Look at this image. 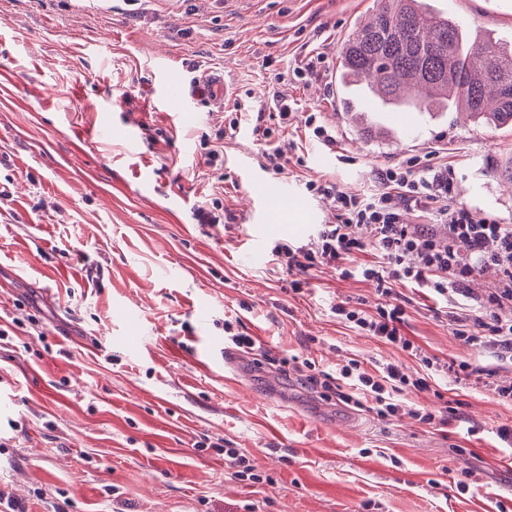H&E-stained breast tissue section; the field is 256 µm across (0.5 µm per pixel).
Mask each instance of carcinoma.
Instances as JSON below:
<instances>
[{"instance_id":"obj_1","label":"carcinoma","mask_w":512,"mask_h":512,"mask_svg":"<svg viewBox=\"0 0 512 512\" xmlns=\"http://www.w3.org/2000/svg\"><path fill=\"white\" fill-rule=\"evenodd\" d=\"M341 58L344 112L455 105L484 125H512V51L490 37L480 52L468 50L461 26L425 0H381L348 34Z\"/></svg>"}]
</instances>
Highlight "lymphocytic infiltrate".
Instances as JSON below:
<instances>
[{
	"label": "lymphocytic infiltrate",
	"instance_id": "obj_1",
	"mask_svg": "<svg viewBox=\"0 0 512 512\" xmlns=\"http://www.w3.org/2000/svg\"><path fill=\"white\" fill-rule=\"evenodd\" d=\"M375 181L377 187L371 192L307 181L308 191L327 199L329 221L318 225L313 238L275 243L270 254L274 265L293 273L294 292L303 288L302 274L330 265L345 276L357 273L385 296V304L373 312L352 303L336 305L334 312L361 335L413 356L424 366V374L407 373L391 361L375 362L368 369L355 359L335 376L317 372L315 363L306 359L293 362L290 372L301 385L323 389L325 395L390 420L402 411L405 394L430 391L432 374L452 372L460 386L469 385L475 374L467 363L453 370L438 363L405 335V310L389 301L393 282L413 283L443 298L464 297L468 313H474L482 330L472 334L474 320L457 317L458 339L497 361L512 363V313L504 311L512 304V225L475 218L457 203L453 173L444 163L409 159L381 168ZM409 210L429 215L430 223H405L403 214ZM460 241L468 243L469 253L457 249ZM370 249L376 261L355 264L356 255ZM482 264L500 267L502 276L487 293L474 296L465 283Z\"/></svg>",
	"mask_w": 512,
	"mask_h": 512
}]
</instances>
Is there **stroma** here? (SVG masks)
Wrapping results in <instances>:
<instances>
[{"label": "stroma", "instance_id": "35a3bbf8", "mask_svg": "<svg viewBox=\"0 0 512 512\" xmlns=\"http://www.w3.org/2000/svg\"><path fill=\"white\" fill-rule=\"evenodd\" d=\"M431 9L512 46V0H429ZM374 0H0V490L27 512H498L512 507V450L497 429L512 402L446 374L405 395L386 421L321 398L279 371L283 359L338 373L348 359L407 353L360 335L333 308L374 286L321 267L303 292L266 255L328 217L311 179L372 190L374 173L436 152L457 199L512 225V126L448 109L418 113L408 136L381 113L339 111L340 47ZM325 53L314 75L295 76ZM222 73L228 95H189L190 119L157 103L162 76ZM336 128V143L281 130L273 96ZM243 112L235 137L216 140ZM119 129L95 136L102 113ZM272 128L263 138L262 128ZM286 158L281 180L304 201L275 226L251 217L245 171L266 143ZM218 149L220 166H208ZM220 206L224 223L199 224ZM262 262L245 261L248 251ZM404 332L439 363L512 366L455 335L444 303L397 281ZM138 311V327L125 313ZM256 337L269 362L241 357L245 377L202 366L224 322ZM462 403L467 425L435 428L414 410L434 392ZM247 451L262 480L234 478L203 441ZM469 470L468 491L456 484Z\"/></svg>", "mask_w": 512, "mask_h": 512}]
</instances>
